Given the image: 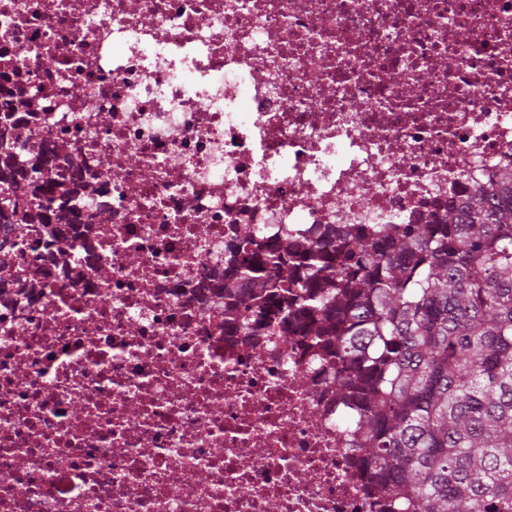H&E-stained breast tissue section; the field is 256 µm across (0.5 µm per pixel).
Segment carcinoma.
<instances>
[{
    "instance_id": "carcinoma-1",
    "label": "carcinoma",
    "mask_w": 512,
    "mask_h": 512,
    "mask_svg": "<svg viewBox=\"0 0 512 512\" xmlns=\"http://www.w3.org/2000/svg\"><path fill=\"white\" fill-rule=\"evenodd\" d=\"M0 103V209L15 224L78 217L44 190L43 145L11 156ZM224 335L292 347L336 403L370 512H512V169L425 224H240L224 241Z\"/></svg>"
}]
</instances>
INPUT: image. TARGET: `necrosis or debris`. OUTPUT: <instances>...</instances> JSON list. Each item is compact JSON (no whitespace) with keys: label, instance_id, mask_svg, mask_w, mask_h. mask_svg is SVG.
Here are the masks:
<instances>
[{"label":"necrosis or debris","instance_id":"necrosis-or-debris-1","mask_svg":"<svg viewBox=\"0 0 512 512\" xmlns=\"http://www.w3.org/2000/svg\"><path fill=\"white\" fill-rule=\"evenodd\" d=\"M81 221L0 214V512H367L320 385L224 336L230 224H418L512 166V0H0Z\"/></svg>","mask_w":512,"mask_h":512}]
</instances>
